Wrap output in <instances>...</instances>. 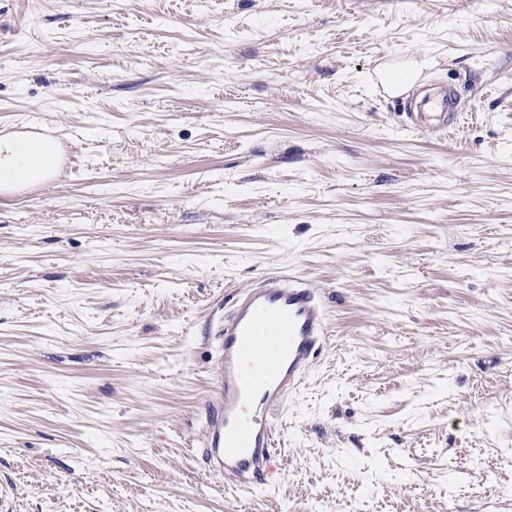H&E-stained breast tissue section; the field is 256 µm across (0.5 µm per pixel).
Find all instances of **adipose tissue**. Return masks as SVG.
Wrapping results in <instances>:
<instances>
[{
	"mask_svg": "<svg viewBox=\"0 0 512 512\" xmlns=\"http://www.w3.org/2000/svg\"><path fill=\"white\" fill-rule=\"evenodd\" d=\"M60 166L55 139L31 132L0 135V194H14L52 180Z\"/></svg>",
	"mask_w": 512,
	"mask_h": 512,
	"instance_id": "obj_1",
	"label": "adipose tissue"
}]
</instances>
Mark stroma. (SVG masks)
Instances as JSON below:
<instances>
[{"label":"stroma","mask_w":512,"mask_h":512,"mask_svg":"<svg viewBox=\"0 0 512 512\" xmlns=\"http://www.w3.org/2000/svg\"><path fill=\"white\" fill-rule=\"evenodd\" d=\"M408 61L459 131L405 125ZM27 127L63 161L0 196L9 512H512V0H0ZM276 275L328 335L234 497L214 331Z\"/></svg>","instance_id":"stroma-1"}]
</instances>
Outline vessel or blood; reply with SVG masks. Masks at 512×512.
Returning <instances> with one entry per match:
<instances>
[{"label": "vessel or blood", "mask_w": 512, "mask_h": 512, "mask_svg": "<svg viewBox=\"0 0 512 512\" xmlns=\"http://www.w3.org/2000/svg\"><path fill=\"white\" fill-rule=\"evenodd\" d=\"M415 127L459 128L454 95L412 113ZM327 333L326 312L308 284L290 276L237 293L217 338V378L207 406L203 455L225 491L275 486L276 417L302 383Z\"/></svg>", "instance_id": "vessel-or-blood-1"}]
</instances>
